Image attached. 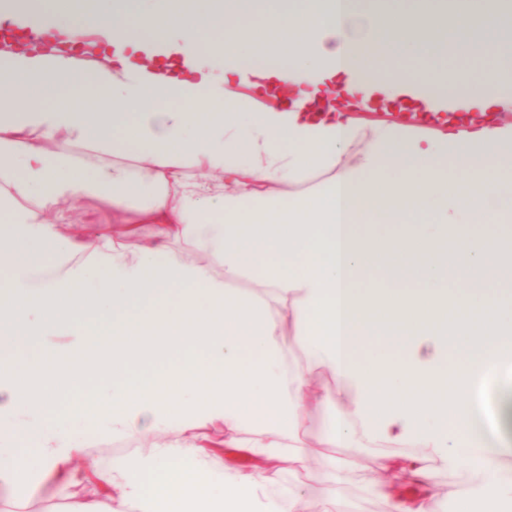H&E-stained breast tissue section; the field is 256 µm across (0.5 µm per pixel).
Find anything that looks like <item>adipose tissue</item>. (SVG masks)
Here are the masks:
<instances>
[{
  "label": "adipose tissue",
  "mask_w": 512,
  "mask_h": 512,
  "mask_svg": "<svg viewBox=\"0 0 512 512\" xmlns=\"http://www.w3.org/2000/svg\"><path fill=\"white\" fill-rule=\"evenodd\" d=\"M0 0L7 11L53 17L62 34L117 44L90 64L50 49L0 50V502L31 512L42 490L69 512H299L278 485L284 465L305 467L308 434L335 408L337 447H399L383 457L385 483L367 491L381 512H434L426 493L452 472L457 512H512V440L491 439L478 415L512 414V124L470 121L429 130L363 123L339 96L411 99L444 111L512 105V67L491 84L433 67L406 71L428 43L406 39L408 15L381 57L376 0H280L228 25L225 0ZM456 0L441 48L503 52L512 0L472 14ZM176 59L146 65L151 50ZM252 86L284 89L278 105L250 97L215 111L237 71ZM220 172L193 179L189 168ZM400 179H393V172ZM323 184L308 187L314 175ZM100 194L135 206L152 234L129 250L126 233L91 246L59 235L60 203ZM430 219L419 217L420 210ZM484 218L469 230L472 215ZM389 234L361 231L367 218ZM184 241L222 272L183 261ZM84 262L39 277L46 255ZM383 287H366L368 274ZM251 276L261 287L240 293ZM395 360L362 357L367 339ZM35 342L39 355L11 354ZM94 370L106 398L59 395ZM330 389L316 392L315 371ZM71 417L104 434L173 440L86 474ZM224 428L254 467L219 469L196 432ZM249 440H242L243 432ZM37 439L36 456L15 452ZM159 476L154 488L145 479Z\"/></svg>",
  "instance_id": "obj_1"
}]
</instances>
